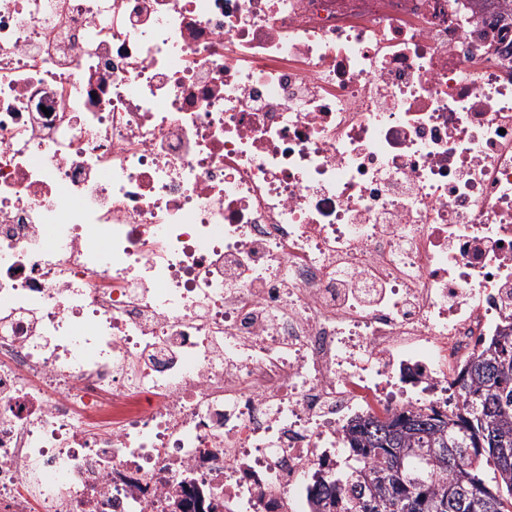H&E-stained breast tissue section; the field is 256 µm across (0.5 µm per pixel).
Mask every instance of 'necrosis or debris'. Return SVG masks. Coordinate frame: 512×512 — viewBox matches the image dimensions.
I'll use <instances>...</instances> for the list:
<instances>
[{
    "mask_svg": "<svg viewBox=\"0 0 512 512\" xmlns=\"http://www.w3.org/2000/svg\"><path fill=\"white\" fill-rule=\"evenodd\" d=\"M467 0H0V512H312L357 416L512 324V54Z\"/></svg>",
    "mask_w": 512,
    "mask_h": 512,
    "instance_id": "1",
    "label": "necrosis or debris"
}]
</instances>
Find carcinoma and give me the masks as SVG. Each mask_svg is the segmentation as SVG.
<instances>
[{"label": "carcinoma", "mask_w": 512, "mask_h": 512, "mask_svg": "<svg viewBox=\"0 0 512 512\" xmlns=\"http://www.w3.org/2000/svg\"><path fill=\"white\" fill-rule=\"evenodd\" d=\"M487 4L498 23H512L509 0ZM454 385L452 408L350 420V464L313 481L315 512H512L511 326L472 353Z\"/></svg>", "instance_id": "carcinoma-1"}]
</instances>
